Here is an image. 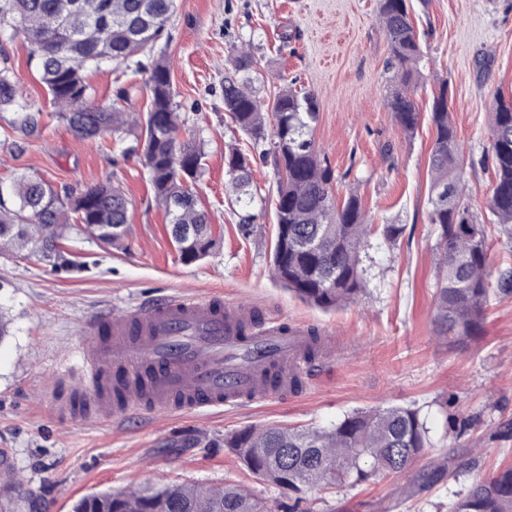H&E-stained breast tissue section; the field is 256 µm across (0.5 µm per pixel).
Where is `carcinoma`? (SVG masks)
<instances>
[{
	"mask_svg": "<svg viewBox=\"0 0 512 512\" xmlns=\"http://www.w3.org/2000/svg\"><path fill=\"white\" fill-rule=\"evenodd\" d=\"M175 0H0L7 17L0 31L20 30L34 48L40 81L58 117L80 139L104 132L141 130V147L155 199L163 207L180 257L186 263L206 257L216 247L208 212L199 204L195 183L204 152L196 142L179 138V119L168 67L156 64L148 79L150 103L141 116L116 95L110 105L90 100L85 72L106 64L131 61L164 34ZM379 19L389 46L385 72L387 107L407 133L415 132L419 113L408 95L423 58L412 21V0H379ZM252 56L235 57L234 72L224 77V111L244 134L270 139L266 155L277 176L276 235L271 250L275 278L302 301L322 310L354 302L365 290L361 249L378 233L396 245L403 224L376 228L351 192L343 204L333 194L334 172L321 158L313 132L319 118L316 99L292 87L278 93L267 124L261 101L248 89L242 73ZM0 68V111L17 113L33 131L41 112ZM435 136L429 165L432 184L428 223L437 238V288L434 323L440 336L464 344L483 330L490 303L512 295V265L491 271L486 224L465 202L466 188L456 130L448 112V89L441 84L429 112ZM491 139L482 165L491 168L493 188L487 207L500 231L512 239V97H500L490 113ZM231 196L243 210L255 195L251 156L236 150L224 155ZM130 200L111 183L79 192H59L47 181L26 175L0 186V249L29 250L54 266L64 261L59 244L72 227L91 230L97 240L114 246L128 228ZM453 433L460 436L472 419L448 413V401L436 403ZM430 413L413 405L356 410L327 428H243L224 436L247 471L279 490H288V512H299L300 495L324 489L355 488L388 475L411 471L432 447ZM479 462L450 445L401 490V499L417 497L445 478H459ZM199 487L178 485L129 492L122 512H197ZM205 512H271L240 486L210 491ZM110 491L80 498L73 512L111 508ZM450 512H512V465L458 493Z\"/></svg>",
	"mask_w": 512,
	"mask_h": 512,
	"instance_id": "1",
	"label": "carcinoma"
}]
</instances>
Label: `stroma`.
<instances>
[{
  "label": "stroma",
  "mask_w": 512,
  "mask_h": 512,
  "mask_svg": "<svg viewBox=\"0 0 512 512\" xmlns=\"http://www.w3.org/2000/svg\"><path fill=\"white\" fill-rule=\"evenodd\" d=\"M379 0H176L162 36L131 62L90 70L92 101L119 91L131 109L147 106V81L166 61L177 111L206 157L196 191L218 237L206 258L184 263L172 243L146 170L132 153L134 133L104 143L77 140L53 115L39 82L33 48L23 34L0 33L11 74L35 101L42 121L22 128L0 112V183L21 174L55 188L81 190L119 182L132 202L120 245H104L71 229L70 264L52 266L33 254H0V449L11 453L0 473V512H72L80 498L105 491L188 483L220 489L234 483L283 512L286 498L247 472L225 435L245 428L325 427L357 409L425 406L451 401L452 413L478 417L485 436L478 466L435 485L417 499L398 498L407 475L353 489L309 494L311 512H448L457 492L512 463V440L488 435L512 419V297L494 300L481 336L447 345L434 324L437 241L427 220L432 97L448 86L465 177L477 206L492 191L479 164L490 140L489 113L512 93V0H427L413 21L425 61L410 89L420 112L406 134L386 106L388 45ZM255 60L252 88L271 105L290 81L319 106L318 150L338 177L336 192L359 194L373 224L406 230L398 245L372 235L361 253L367 290L350 306L313 307L274 277L275 175L252 140L224 110V75L239 51ZM235 147L253 158L254 232L243 236L241 210L228 201L224 154ZM219 295L332 338L334 357L316 358L299 393L238 408L197 413L129 412L111 421L69 422L49 401L61 378L77 383L80 355L108 338V317L167 295Z\"/></svg>",
  "instance_id": "35a3bbf8"
}]
</instances>
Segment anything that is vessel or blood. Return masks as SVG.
<instances>
[{
	"label": "vessel or blood",
	"instance_id": "obj_1",
	"mask_svg": "<svg viewBox=\"0 0 512 512\" xmlns=\"http://www.w3.org/2000/svg\"><path fill=\"white\" fill-rule=\"evenodd\" d=\"M107 344L82 353L75 395L60 405L71 420H110L135 408L195 412L288 397L303 371L312 331L277 318L253 319L243 303L166 296L112 316ZM122 394L109 391L112 369Z\"/></svg>",
	"mask_w": 512,
	"mask_h": 512
}]
</instances>
